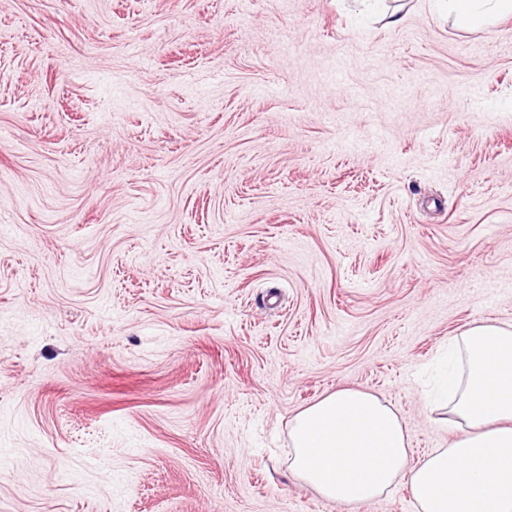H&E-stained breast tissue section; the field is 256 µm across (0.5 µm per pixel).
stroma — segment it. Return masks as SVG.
Returning a JSON list of instances; mask_svg holds the SVG:
<instances>
[{
    "instance_id": "stroma-1",
    "label": "stroma",
    "mask_w": 512,
    "mask_h": 512,
    "mask_svg": "<svg viewBox=\"0 0 512 512\" xmlns=\"http://www.w3.org/2000/svg\"><path fill=\"white\" fill-rule=\"evenodd\" d=\"M479 322L512 325L511 19L0 0V512H416L322 498L290 423L351 388L447 446Z\"/></svg>"
}]
</instances>
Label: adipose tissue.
Instances as JSON below:
<instances>
[{
  "label": "adipose tissue",
  "instance_id": "ef3b65f1",
  "mask_svg": "<svg viewBox=\"0 0 512 512\" xmlns=\"http://www.w3.org/2000/svg\"><path fill=\"white\" fill-rule=\"evenodd\" d=\"M463 29L485 12L512 18V0H441ZM459 371L445 383L454 438L416 465L395 411L345 389L300 411L291 427L289 469L328 500L382 498L397 480L417 512H512V326L476 324L457 337Z\"/></svg>",
  "mask_w": 512,
  "mask_h": 512
}]
</instances>
